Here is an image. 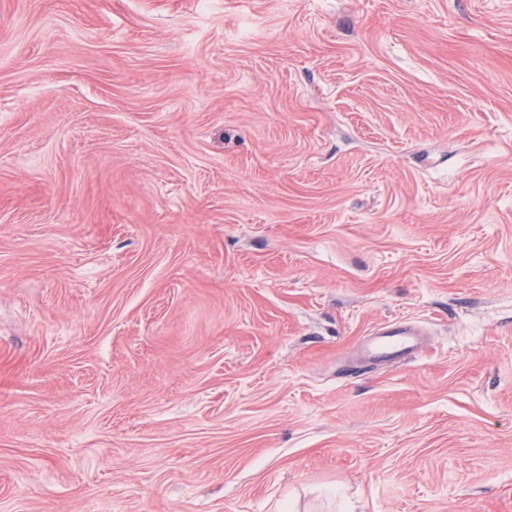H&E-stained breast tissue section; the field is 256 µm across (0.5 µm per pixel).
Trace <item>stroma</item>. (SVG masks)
I'll use <instances>...</instances> for the list:
<instances>
[{"instance_id":"stroma-1","label":"stroma","mask_w":512,"mask_h":512,"mask_svg":"<svg viewBox=\"0 0 512 512\" xmlns=\"http://www.w3.org/2000/svg\"><path fill=\"white\" fill-rule=\"evenodd\" d=\"M337 487L512 512V0H0V512ZM416 332L397 324L388 325L372 343L369 353L374 359L397 361L405 359L417 346Z\"/></svg>"}]
</instances>
